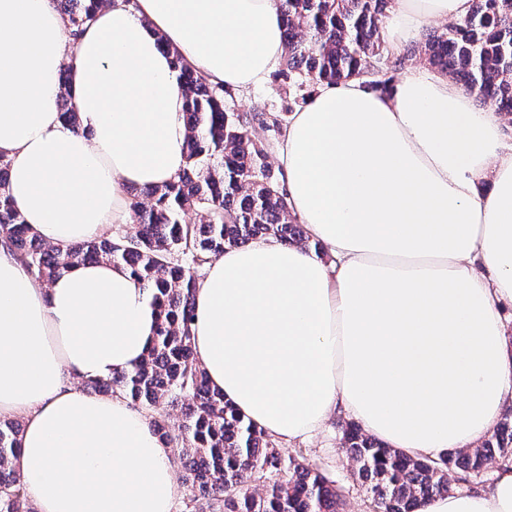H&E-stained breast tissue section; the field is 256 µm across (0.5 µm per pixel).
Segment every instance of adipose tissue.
<instances>
[{
    "mask_svg": "<svg viewBox=\"0 0 512 512\" xmlns=\"http://www.w3.org/2000/svg\"><path fill=\"white\" fill-rule=\"evenodd\" d=\"M473 0H397L396 46ZM211 82L265 83L284 54L273 0H108L78 45L49 0H0V156L27 224L55 245L126 223L124 186L185 165L186 99L162 44ZM82 129L60 118L61 103ZM492 108L428 67L380 94L356 78L295 112L277 158L326 258L262 238L225 249L195 295L194 351L257 429L302 442L338 413L412 457L473 448L512 399V143ZM155 312L121 267L40 285L0 243V415L39 512H173L170 450L123 397L92 396L146 355ZM421 512H512V465Z\"/></svg>",
    "mask_w": 512,
    "mask_h": 512,
    "instance_id": "adipose-tissue-1",
    "label": "adipose tissue"
}]
</instances>
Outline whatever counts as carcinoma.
<instances>
[{
    "mask_svg": "<svg viewBox=\"0 0 512 512\" xmlns=\"http://www.w3.org/2000/svg\"><path fill=\"white\" fill-rule=\"evenodd\" d=\"M106 0H50L77 42ZM285 52L276 77L288 82L292 104L315 89L350 78L391 92L388 71L417 56L456 79L483 105L512 114V0H473L471 12L418 49L394 56L379 40L394 0H274ZM187 100L186 167L170 182L127 186L134 221L100 238L54 245L39 238L7 193L9 162L0 157V239L20 255L36 280L49 285L68 267L108 261L125 266L157 313L146 357L132 369L85 385L130 397L149 428L173 450L189 501L211 512H342L336 481L297 454L283 457L276 441L254 427L214 390L194 357V297L201 271L224 249L263 237L301 244L307 236L293 214L269 146L257 136L262 113L231 112L228 90L174 56ZM193 212L197 222L183 216ZM180 412L178 423L170 411ZM24 424L0 421V512H36L13 465ZM344 449L367 483L372 512H416L452 490L451 473L478 475L494 459L512 461V418L471 449L437 458L391 450L352 423Z\"/></svg>",
    "mask_w": 512,
    "mask_h": 512,
    "instance_id": "carcinoma-1",
    "label": "carcinoma"
}]
</instances>
